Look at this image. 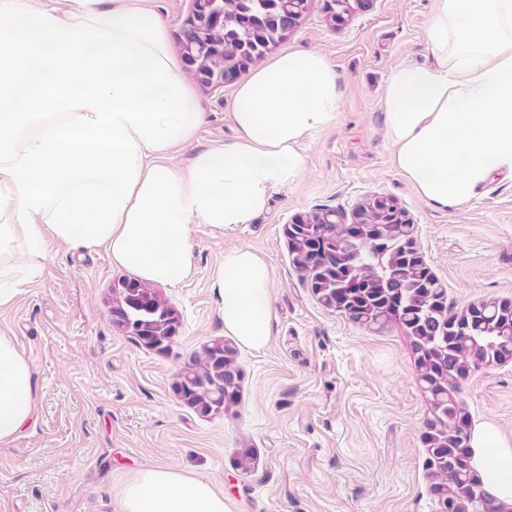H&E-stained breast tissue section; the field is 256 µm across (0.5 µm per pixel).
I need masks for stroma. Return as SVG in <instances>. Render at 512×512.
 <instances>
[{
    "instance_id": "35a3bbf8",
    "label": "stroma",
    "mask_w": 512,
    "mask_h": 512,
    "mask_svg": "<svg viewBox=\"0 0 512 512\" xmlns=\"http://www.w3.org/2000/svg\"><path fill=\"white\" fill-rule=\"evenodd\" d=\"M433 11L434 0H373L337 27L323 0H309L280 48L327 56L340 76L339 120L305 140L304 174L273 191L250 223L221 234L191 225L192 274L159 287L179 316L169 354L112 323V286L131 270L102 248L49 244L40 278L0 308V335L31 361L40 403L36 421L0 446V512H114L116 485L152 465L214 482L234 512H436L421 439L429 405L407 337L323 306L286 235L295 216L349 213L391 195L453 308L512 298V181H491L465 209L436 207L391 162L385 81L396 64L431 62ZM197 91L206 120L193 146L171 153L178 168L236 134L232 85ZM232 246L255 250L272 269V336L262 351L238 349L234 412L202 416L172 382L224 336L216 281ZM458 398L474 427L493 425L512 442V362L475 370ZM244 448L256 452L246 473L237 466Z\"/></svg>"
}]
</instances>
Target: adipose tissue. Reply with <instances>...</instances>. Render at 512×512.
<instances>
[{"instance_id":"ef3b65f1","label":"adipose tissue","mask_w":512,"mask_h":512,"mask_svg":"<svg viewBox=\"0 0 512 512\" xmlns=\"http://www.w3.org/2000/svg\"><path fill=\"white\" fill-rule=\"evenodd\" d=\"M431 64L389 73L383 104L392 160L418 196L465 207L493 178H512V0H435ZM342 90L328 58L291 51L257 64L234 89L238 129L166 164L205 120L149 0H0V307L42 273L48 242L104 248L148 282L181 285L194 267L189 227L250 223L272 190L299 178L300 144L335 126ZM272 271L257 252L225 250L217 285L225 334L268 343ZM28 359L0 336V446L33 421ZM484 490L512 504V446L493 426L471 437ZM116 512H233L208 479L138 470Z\"/></svg>"}]
</instances>
